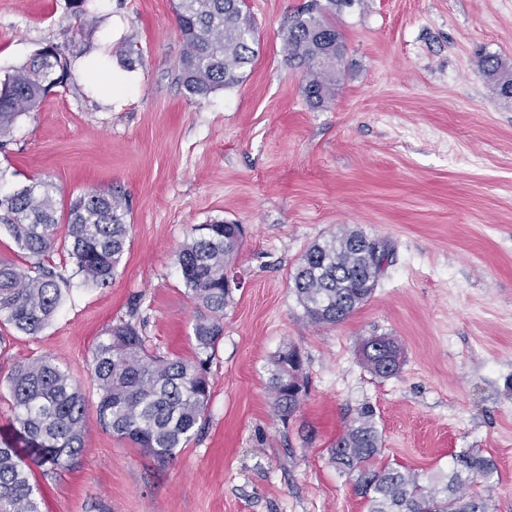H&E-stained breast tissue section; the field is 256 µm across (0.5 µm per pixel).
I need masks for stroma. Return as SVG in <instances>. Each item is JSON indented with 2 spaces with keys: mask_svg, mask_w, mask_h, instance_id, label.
I'll return each instance as SVG.
<instances>
[{
  "mask_svg": "<svg viewBox=\"0 0 512 512\" xmlns=\"http://www.w3.org/2000/svg\"><path fill=\"white\" fill-rule=\"evenodd\" d=\"M318 2L346 51L322 108L287 59L282 32ZM175 0H0V80L46 40L71 41L66 84L19 117L0 153V192L35 181L58 202L94 189L128 208L124 261L104 288L52 258L64 301L35 336L0 323V376L53 357L82 383L86 444L68 469L33 468L43 512H367L328 448L371 406L383 458L445 475L456 453L494 460L493 512H512V99L481 56L512 65V0H247L258 56L240 85L201 102L181 86ZM244 236L224 310L202 433L159 464L102 428L86 381L90 349L118 321L154 352L192 357L195 308L176 254L195 226ZM379 240L388 261L343 323L306 322L291 275L315 242L344 230ZM401 346L374 376L359 348ZM295 348L305 391L273 412L274 357ZM360 354L367 368L378 377H391L400 368L401 347L392 337L374 336L365 340Z\"/></svg>",
  "mask_w": 512,
  "mask_h": 512,
  "instance_id": "obj_1",
  "label": "stroma"
}]
</instances>
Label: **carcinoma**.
<instances>
[{"instance_id":"carcinoma-1","label":"carcinoma","mask_w":512,"mask_h":512,"mask_svg":"<svg viewBox=\"0 0 512 512\" xmlns=\"http://www.w3.org/2000/svg\"><path fill=\"white\" fill-rule=\"evenodd\" d=\"M241 0H179L177 29L184 45L179 80L201 101L219 88L240 84L257 56L256 26ZM288 62L305 75L304 93L313 107L327 104L342 75L345 44L336 24L312 6L299 12L283 32ZM481 73L501 95L512 98V66L495 55L479 60ZM67 56L53 40L24 65L0 80V152L9 145L20 116L51 88L71 77ZM123 198L109 190L90 191L58 207L49 186L33 182L20 192L0 194V227L36 262L21 267L0 260V321L36 336L62 301L60 275L49 266L60 226L74 274L86 284H111L126 253L130 225ZM243 238L240 224H200L183 244L178 265L196 305L195 353L190 359L157 355L137 326L119 322L93 344L87 380L98 391L101 425L158 463L173 460L198 433L210 400V370L224 334V308L232 289L224 269ZM386 249L358 232L333 235L312 245L292 276L304 317L315 326H335L374 292L387 262ZM360 354L376 376L400 368L401 347L389 336L365 340ZM268 382L277 416H291L300 404L302 363L289 347L272 361ZM8 392L12 437L0 440V512H43L40 488L31 481L27 456L50 471L69 467L85 447V397L81 385L50 356L13 363L0 380ZM382 434L373 409L361 408L329 448L336 470L349 476L368 502V512H490L488 499L472 488L491 480L497 467L479 451L462 450L446 478H427L402 465L381 464Z\"/></svg>"}]
</instances>
